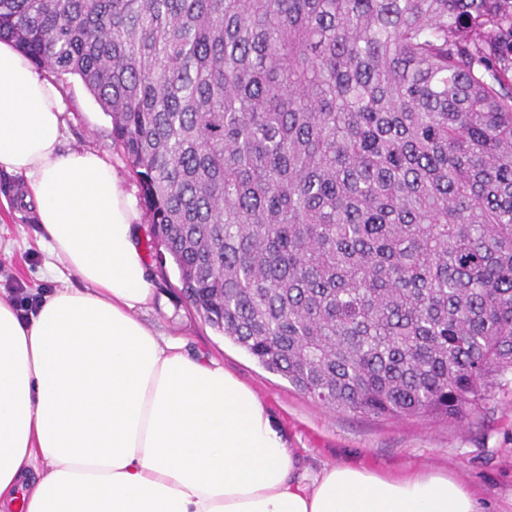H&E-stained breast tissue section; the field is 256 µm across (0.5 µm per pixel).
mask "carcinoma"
<instances>
[{
	"mask_svg": "<svg viewBox=\"0 0 512 512\" xmlns=\"http://www.w3.org/2000/svg\"><path fill=\"white\" fill-rule=\"evenodd\" d=\"M112 118L186 299L333 409L512 383V0H0Z\"/></svg>",
	"mask_w": 512,
	"mask_h": 512,
	"instance_id": "obj_1",
	"label": "carcinoma"
}]
</instances>
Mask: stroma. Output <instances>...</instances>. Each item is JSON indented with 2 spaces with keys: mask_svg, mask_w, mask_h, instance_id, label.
Returning a JSON list of instances; mask_svg holds the SVG:
<instances>
[{
  "mask_svg": "<svg viewBox=\"0 0 512 512\" xmlns=\"http://www.w3.org/2000/svg\"><path fill=\"white\" fill-rule=\"evenodd\" d=\"M68 108L66 141L99 151L119 172L126 191L141 188L112 143V119L78 78L61 83ZM33 211L0 193V290L22 286L40 294L58 283L47 271L49 255L39 240ZM151 304L138 316L149 328L186 341L195 355L212 358L252 388L270 409L276 428L302 465L315 474L350 463L406 475L441 471L454 475L477 497L484 512H512V392H495L486 410L462 424L435 418H377L338 412L314 403L244 350L206 324L181 292L174 264L147 256Z\"/></svg>",
  "mask_w": 512,
  "mask_h": 512,
  "instance_id": "stroma-1",
  "label": "stroma"
}]
</instances>
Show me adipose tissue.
Returning <instances> with one entry per match:
<instances>
[{
	"label": "adipose tissue",
	"instance_id": "obj_1",
	"mask_svg": "<svg viewBox=\"0 0 512 512\" xmlns=\"http://www.w3.org/2000/svg\"><path fill=\"white\" fill-rule=\"evenodd\" d=\"M64 111L0 43V173L81 282L26 313L0 294V512H482L443 473L308 475L252 389L145 326L136 201L95 150L65 147Z\"/></svg>",
	"mask_w": 512,
	"mask_h": 512
}]
</instances>
